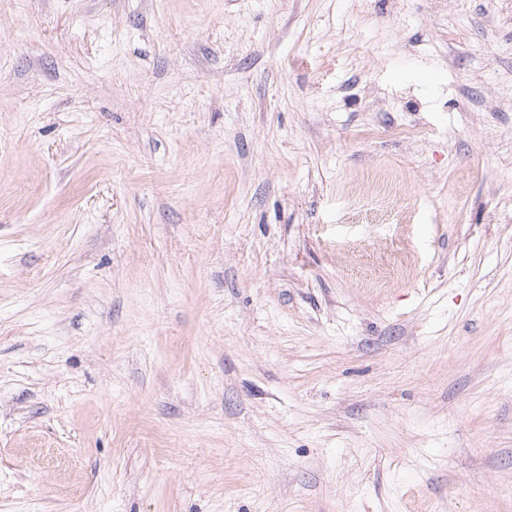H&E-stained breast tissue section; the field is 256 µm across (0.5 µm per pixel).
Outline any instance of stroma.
Returning a JSON list of instances; mask_svg holds the SVG:
<instances>
[{
    "mask_svg": "<svg viewBox=\"0 0 512 512\" xmlns=\"http://www.w3.org/2000/svg\"><path fill=\"white\" fill-rule=\"evenodd\" d=\"M0 512H512V0H0Z\"/></svg>",
    "mask_w": 512,
    "mask_h": 512,
    "instance_id": "obj_1",
    "label": "stroma"
}]
</instances>
